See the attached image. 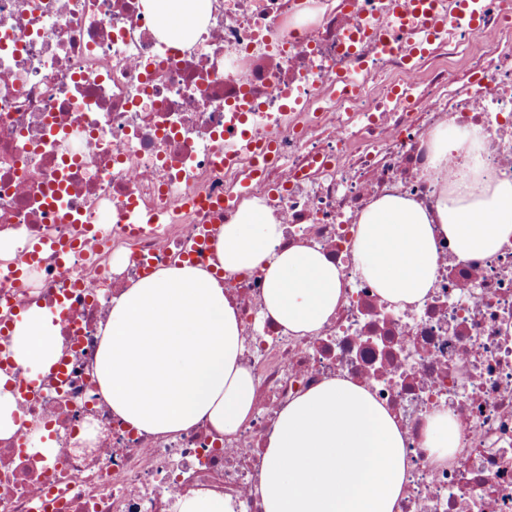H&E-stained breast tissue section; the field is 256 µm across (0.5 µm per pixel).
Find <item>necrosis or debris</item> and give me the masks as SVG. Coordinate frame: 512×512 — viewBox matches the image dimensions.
<instances>
[{"label": "necrosis or debris", "instance_id": "1", "mask_svg": "<svg viewBox=\"0 0 512 512\" xmlns=\"http://www.w3.org/2000/svg\"><path fill=\"white\" fill-rule=\"evenodd\" d=\"M434 7L447 25L427 28L414 0H211L194 43L172 49L142 0H0V376L20 411L0 436V512H176L196 490L262 512L266 436L334 377L365 386L406 437L399 512H512V241L461 263L437 236L420 305L385 301L356 271L368 202L436 211L438 128L486 134L477 154H449V171L512 178V0ZM253 198L289 244L335 260V315L312 335L284 331L263 317L262 268L225 275L257 381L251 419L231 436L129 428L94 375L113 299L188 253L215 271L218 236ZM36 240L45 250L12 278ZM60 304L62 373L32 394L13 322ZM442 412L460 429L444 464L423 436Z\"/></svg>", "mask_w": 512, "mask_h": 512}]
</instances>
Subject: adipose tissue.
<instances>
[{"label": "adipose tissue", "mask_w": 512, "mask_h": 512, "mask_svg": "<svg viewBox=\"0 0 512 512\" xmlns=\"http://www.w3.org/2000/svg\"><path fill=\"white\" fill-rule=\"evenodd\" d=\"M157 34L182 47L204 26L209 0H143ZM458 260L496 253L512 240V179L462 173L436 214L384 196L360 213L359 275L397 305L419 304L437 272L436 233ZM286 225L258 201L244 202L216 250L223 271L265 272V314L285 330L316 333L342 298V274L321 250L286 245ZM59 313L33 308L15 321L16 363L39 369L61 350ZM94 374L112 410L161 438L200 421L236 433L254 410L257 384L241 363L239 312L218 275L182 263L137 281L114 299L101 329ZM410 463L397 421L346 379L321 382L291 400L265 441L258 492L263 512H395Z\"/></svg>", "instance_id": "obj_1"}]
</instances>
